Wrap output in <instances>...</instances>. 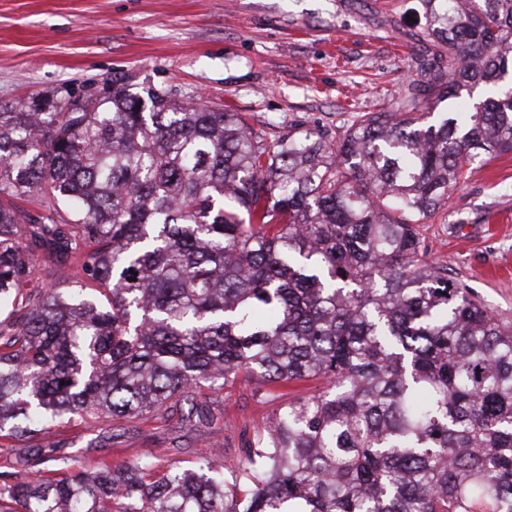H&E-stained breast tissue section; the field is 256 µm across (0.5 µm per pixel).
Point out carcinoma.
Here are the masks:
<instances>
[{
	"label": "carcinoma",
	"mask_w": 512,
	"mask_h": 512,
	"mask_svg": "<svg viewBox=\"0 0 512 512\" xmlns=\"http://www.w3.org/2000/svg\"><path fill=\"white\" fill-rule=\"evenodd\" d=\"M444 60L342 137L265 143L238 112L114 82L0 112V512H512V326L421 259L465 165L512 152V0H421ZM45 256L66 276L30 288ZM244 371L288 398L231 470L50 475L45 424L131 418ZM191 402V401H189ZM188 414L223 421L191 402ZM501 85L499 82L496 85H478L473 88L467 87L468 89H463L460 91L459 97L450 98L442 100L441 102H434L432 104L431 112H434V115H437L438 112H447L451 108H455L457 104L464 102L470 105L482 101L486 97L492 95Z\"/></svg>",
	"instance_id": "obj_1"
}]
</instances>
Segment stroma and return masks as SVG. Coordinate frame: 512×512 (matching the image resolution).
I'll return each instance as SVG.
<instances>
[{
	"label": "stroma",
	"instance_id": "stroma-1",
	"mask_svg": "<svg viewBox=\"0 0 512 512\" xmlns=\"http://www.w3.org/2000/svg\"><path fill=\"white\" fill-rule=\"evenodd\" d=\"M430 49L421 0H0V112L120 80L230 106L269 144L309 129L333 139L423 80ZM420 232L426 260L512 324V153L470 165ZM197 398L220 427L164 410L52 434L82 467L148 456L189 468L218 448L232 468L279 403L243 373Z\"/></svg>",
	"mask_w": 512,
	"mask_h": 512
}]
</instances>
